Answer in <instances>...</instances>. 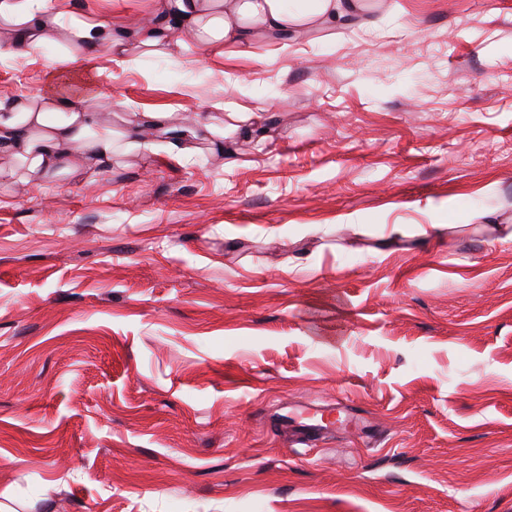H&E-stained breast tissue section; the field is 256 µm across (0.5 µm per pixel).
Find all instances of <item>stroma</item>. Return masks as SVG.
I'll return each mask as SVG.
<instances>
[{
  "label": "stroma",
  "instance_id": "1",
  "mask_svg": "<svg viewBox=\"0 0 512 512\" xmlns=\"http://www.w3.org/2000/svg\"><path fill=\"white\" fill-rule=\"evenodd\" d=\"M250 50L0 59V99L224 135L0 183V505L512 512V240L484 228L512 225V0H362ZM336 403L367 428L303 458L270 431Z\"/></svg>",
  "mask_w": 512,
  "mask_h": 512
}]
</instances>
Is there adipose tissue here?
Wrapping results in <instances>:
<instances>
[{"mask_svg": "<svg viewBox=\"0 0 512 512\" xmlns=\"http://www.w3.org/2000/svg\"><path fill=\"white\" fill-rule=\"evenodd\" d=\"M349 0H154L155 22L127 29L61 22L58 0H0V55L32 53L62 45L59 66L87 63L107 53L119 66L143 55L169 57L193 40L207 56L245 54L255 33L279 39L325 28L347 15ZM191 130L167 123L160 112L142 113L123 133L102 120L84 97L43 89L26 98L0 100V153L15 159L0 168V181L36 184L61 174L81 176L111 162L118 151L133 152L166 138L175 157L188 154Z\"/></svg>", "mask_w": 512, "mask_h": 512, "instance_id": "obj_1", "label": "adipose tissue"}]
</instances>
